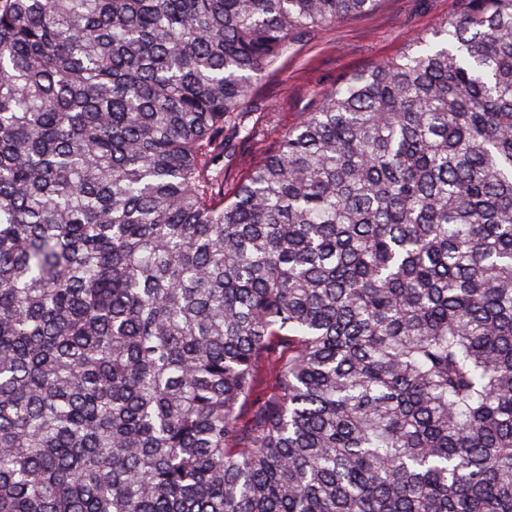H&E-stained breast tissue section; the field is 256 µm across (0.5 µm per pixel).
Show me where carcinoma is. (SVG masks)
<instances>
[{"label": "carcinoma", "mask_w": 512, "mask_h": 512, "mask_svg": "<svg viewBox=\"0 0 512 512\" xmlns=\"http://www.w3.org/2000/svg\"><path fill=\"white\" fill-rule=\"evenodd\" d=\"M378 2L0 0V512H512V0L224 191L257 77ZM277 374V369L272 364L262 366L259 374V385L256 397H253L240 412V423L242 426H248L252 420L256 407L262 402L267 401L273 395L272 386Z\"/></svg>", "instance_id": "cac0c4a2"}]
</instances>
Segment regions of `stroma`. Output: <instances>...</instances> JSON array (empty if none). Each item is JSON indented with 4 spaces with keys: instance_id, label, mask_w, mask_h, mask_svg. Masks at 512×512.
Wrapping results in <instances>:
<instances>
[{
    "instance_id": "35a3bbf8",
    "label": "stroma",
    "mask_w": 512,
    "mask_h": 512,
    "mask_svg": "<svg viewBox=\"0 0 512 512\" xmlns=\"http://www.w3.org/2000/svg\"><path fill=\"white\" fill-rule=\"evenodd\" d=\"M460 0H381L371 12L313 33L256 84L252 134L224 160V188L238 181L293 128L319 96L345 76L368 71L416 47L436 24L455 17Z\"/></svg>"
}]
</instances>
